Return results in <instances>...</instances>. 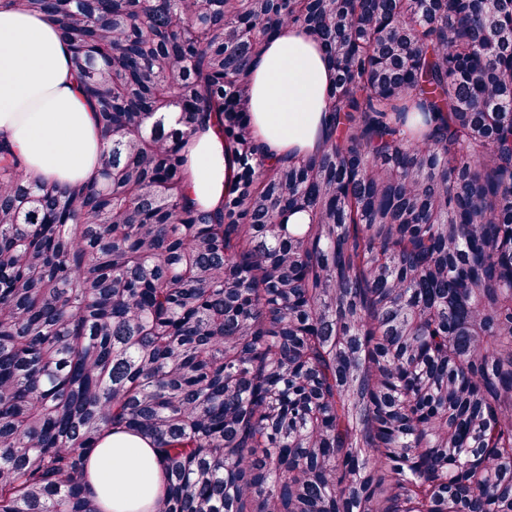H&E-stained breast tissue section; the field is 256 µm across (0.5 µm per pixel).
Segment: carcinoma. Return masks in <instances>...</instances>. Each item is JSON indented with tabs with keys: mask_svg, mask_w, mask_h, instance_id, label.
Instances as JSON below:
<instances>
[{
	"mask_svg": "<svg viewBox=\"0 0 512 512\" xmlns=\"http://www.w3.org/2000/svg\"><path fill=\"white\" fill-rule=\"evenodd\" d=\"M5 2L70 42L110 146L47 188L0 140V512H101L113 428L156 512H512V0ZM286 25L329 136L270 164L246 71ZM238 167L234 152L212 129L200 133L191 161V190L196 200L205 207L219 205ZM87 483L105 512H152L160 466L148 442L112 430L90 454Z\"/></svg>",
	"mask_w": 512,
	"mask_h": 512,
	"instance_id": "cac0c4a2",
	"label": "carcinoma"
}]
</instances>
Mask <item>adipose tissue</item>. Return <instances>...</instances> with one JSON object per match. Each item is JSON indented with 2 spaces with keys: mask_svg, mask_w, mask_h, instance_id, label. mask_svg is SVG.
Segmentation results:
<instances>
[{
  "mask_svg": "<svg viewBox=\"0 0 512 512\" xmlns=\"http://www.w3.org/2000/svg\"><path fill=\"white\" fill-rule=\"evenodd\" d=\"M70 55L48 17L0 8V139L17 147L27 174L44 185L93 181L106 146ZM247 80L250 123L270 159L307 158L323 149L333 72L316 40L279 28ZM191 172L196 200L214 207L235 181L238 163L209 129L197 137ZM87 482L103 512H153L160 466L148 442L113 430L92 451Z\"/></svg>",
  "mask_w": 512,
  "mask_h": 512,
  "instance_id": "adipose-tissue-1",
  "label": "adipose tissue"
}]
</instances>
